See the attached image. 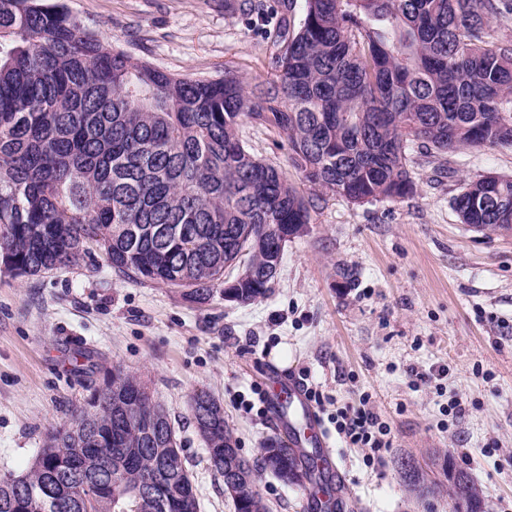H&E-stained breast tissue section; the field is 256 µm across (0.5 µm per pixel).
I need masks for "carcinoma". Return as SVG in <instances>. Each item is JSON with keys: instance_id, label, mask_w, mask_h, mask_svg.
Listing matches in <instances>:
<instances>
[{"instance_id": "carcinoma-1", "label": "carcinoma", "mask_w": 512, "mask_h": 512, "mask_svg": "<svg viewBox=\"0 0 512 512\" xmlns=\"http://www.w3.org/2000/svg\"><path fill=\"white\" fill-rule=\"evenodd\" d=\"M512 0H302L278 32L277 80L246 87L176 78L135 59L46 0H0V267L16 277L78 266L97 247L115 274L239 304L271 290L280 242L303 235L304 197L244 145V120L287 136L306 182L353 204L416 192L412 151L512 148ZM464 224L512 231V176L462 179ZM191 418L209 467L232 481L235 512H268L258 479L313 480L268 439L242 456L224 408L204 391ZM199 512L171 414L141 377L112 378L46 429L29 470L0 476V512ZM452 512H487L483 491L448 463Z\"/></svg>"}]
</instances>
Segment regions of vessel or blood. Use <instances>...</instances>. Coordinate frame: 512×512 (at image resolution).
<instances>
[{"label": "vessel or blood", "mask_w": 512, "mask_h": 512, "mask_svg": "<svg viewBox=\"0 0 512 512\" xmlns=\"http://www.w3.org/2000/svg\"><path fill=\"white\" fill-rule=\"evenodd\" d=\"M266 398L271 418L288 431L289 446L304 455L318 477L307 491L310 512H341L342 500L332 495L334 454L330 439L303 386L294 378H274L268 383Z\"/></svg>", "instance_id": "b4317fda"}]
</instances>
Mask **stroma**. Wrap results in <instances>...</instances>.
Here are the masks:
<instances>
[{
	"label": "stroma",
	"instance_id": "35a3bbf8",
	"mask_svg": "<svg viewBox=\"0 0 512 512\" xmlns=\"http://www.w3.org/2000/svg\"><path fill=\"white\" fill-rule=\"evenodd\" d=\"M89 30L177 77L217 79L234 67L268 81L278 47L265 36L280 17L302 18L301 0H63ZM240 136L278 165L303 195L312 189L288 161L284 134L245 123ZM414 196L353 204L325 195L308 232L289 241L271 294L249 305L221 294L197 305L179 289L118 277L98 249L80 265L25 278L0 270V474L29 469L49 425L69 418L113 366L139 375L171 413L198 490L200 512H234L190 419L196 390L212 393L240 453L259 457L277 432L243 412L240 395L266 385L285 346L288 371L309 372L336 408L371 406L392 446L373 462L335 445L353 492L348 512H448V463L467 470L488 512H512V232L461 223L460 181L512 175V149L416 155ZM96 354L77 375V351ZM444 368L448 374L427 381ZM461 415L448 417L449 401ZM418 470L424 485L410 482ZM435 493H426V486ZM270 512H308L306 490L263 475Z\"/></svg>",
	"mask_w": 512,
	"mask_h": 512
}]
</instances>
